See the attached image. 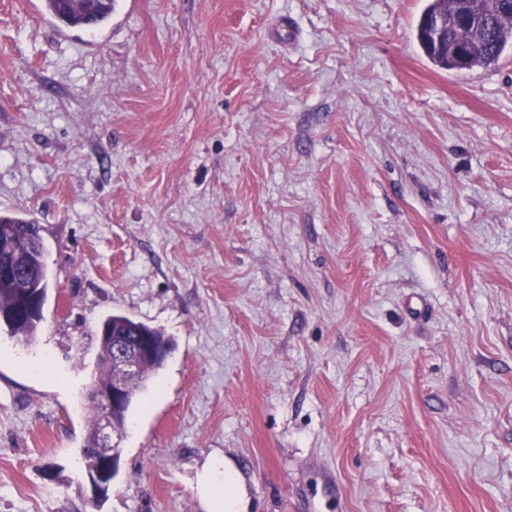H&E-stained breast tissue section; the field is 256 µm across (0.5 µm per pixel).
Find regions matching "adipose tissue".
<instances>
[{"instance_id":"1","label":"adipose tissue","mask_w":512,"mask_h":512,"mask_svg":"<svg viewBox=\"0 0 512 512\" xmlns=\"http://www.w3.org/2000/svg\"><path fill=\"white\" fill-rule=\"evenodd\" d=\"M196 488L208 512H250L251 501L228 458H211L198 472Z\"/></svg>"}]
</instances>
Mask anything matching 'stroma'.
<instances>
[{
	"label": "stroma",
	"instance_id": "obj_1",
	"mask_svg": "<svg viewBox=\"0 0 512 512\" xmlns=\"http://www.w3.org/2000/svg\"><path fill=\"white\" fill-rule=\"evenodd\" d=\"M427 0H117L57 37L0 0V213L39 224L0 330V512H512V52L451 73ZM172 350L80 448L108 315ZM29 227L38 233V224L23 218L0 214V266L7 265L26 277V282L19 281L0 273V329L4 326L11 337L19 342L31 344L37 337L41 321L44 318V306L48 300V272L44 263V244L42 236L30 247L7 248L15 234L23 227ZM2 246L4 248H2ZM28 271L26 274L25 271ZM22 294H25L24 298ZM38 298L41 302L39 313H30L22 304ZM196 488L207 503L206 512H252L237 470L225 456L213 457L203 466L196 476Z\"/></svg>",
	"mask_w": 512,
	"mask_h": 512
}]
</instances>
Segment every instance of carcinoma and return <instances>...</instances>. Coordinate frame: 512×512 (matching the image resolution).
Here are the masks:
<instances>
[{
  "mask_svg": "<svg viewBox=\"0 0 512 512\" xmlns=\"http://www.w3.org/2000/svg\"><path fill=\"white\" fill-rule=\"evenodd\" d=\"M116 0H88L86 3L74 4L70 0H44L46 11L60 24L69 28H85L96 25L109 17L114 9ZM457 10L453 0H428L417 26L416 38L425 57L435 67L455 71V47L463 42L468 48L469 61L467 68L489 66L499 60L501 55L512 48V8L489 10L491 22L487 26H478L463 34L448 33V42L435 43L425 29L427 18L435 15L451 16ZM34 231L38 225L23 218L0 214V266H9L24 274L26 281L21 282L16 277H8L0 273V327H5L10 336L18 341L30 344L34 342L44 318V312L31 313L25 303L37 298L41 305L48 300V272L44 263V244L42 237H37L36 243L30 247L11 248L15 234L23 227ZM106 326L120 333H127L128 338L142 330L153 337L158 347L170 345L168 339L159 330L127 315L114 314L103 321ZM100 347L97 354V372L94 378L101 383H112V368L106 364L105 357L112 351L110 337L99 338ZM87 406L91 411V424L80 453L86 462L88 475H93L100 469V459L94 455L91 437L99 428L102 409L100 404L91 396H85Z\"/></svg>",
  "mask_w": 512,
  "mask_h": 512,
  "instance_id": "1",
  "label": "carcinoma"
}]
</instances>
